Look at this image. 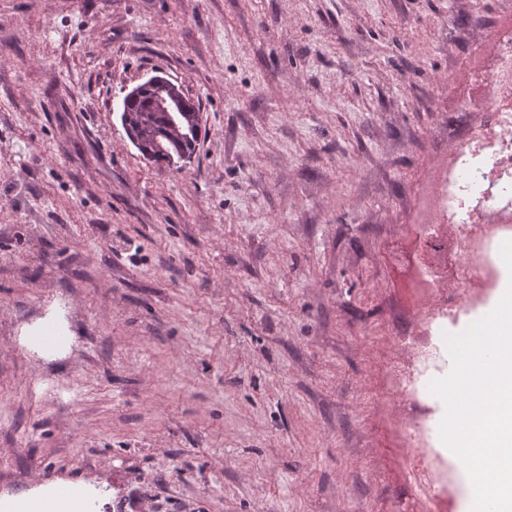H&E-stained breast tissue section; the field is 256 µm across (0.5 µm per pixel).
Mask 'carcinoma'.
I'll use <instances>...</instances> for the list:
<instances>
[{
    "label": "carcinoma",
    "instance_id": "obj_1",
    "mask_svg": "<svg viewBox=\"0 0 512 512\" xmlns=\"http://www.w3.org/2000/svg\"><path fill=\"white\" fill-rule=\"evenodd\" d=\"M164 96L158 86L143 89L140 96L124 105L121 121L138 131L140 152L165 147L172 156L191 153L197 134L192 131L191 115L188 112H166L159 106Z\"/></svg>",
    "mask_w": 512,
    "mask_h": 512
}]
</instances>
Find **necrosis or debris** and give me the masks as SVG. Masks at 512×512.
<instances>
[{
    "label": "necrosis or debris",
    "mask_w": 512,
    "mask_h": 512,
    "mask_svg": "<svg viewBox=\"0 0 512 512\" xmlns=\"http://www.w3.org/2000/svg\"><path fill=\"white\" fill-rule=\"evenodd\" d=\"M479 83V94L461 109L479 112L480 120L453 150L427 217L454 228L429 270L433 280L453 279L438 309L448 319L486 287L502 243L512 240V33L492 47Z\"/></svg>",
    "instance_id": "obj_1"
}]
</instances>
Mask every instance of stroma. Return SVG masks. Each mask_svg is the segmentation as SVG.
I'll list each match as a JSON object with an SVG mask.
<instances>
[{
    "label": "stroma",
    "mask_w": 512,
    "mask_h": 512,
    "mask_svg": "<svg viewBox=\"0 0 512 512\" xmlns=\"http://www.w3.org/2000/svg\"><path fill=\"white\" fill-rule=\"evenodd\" d=\"M512 0H0V503L88 512H469L417 499L403 430L458 457L412 338L420 222ZM200 107L147 161L126 89ZM438 368V355L435 350L415 351L414 363L405 378L402 393L412 394L417 392L421 388L424 379L431 377Z\"/></svg>",
    "instance_id": "obj_1"
}]
</instances>
